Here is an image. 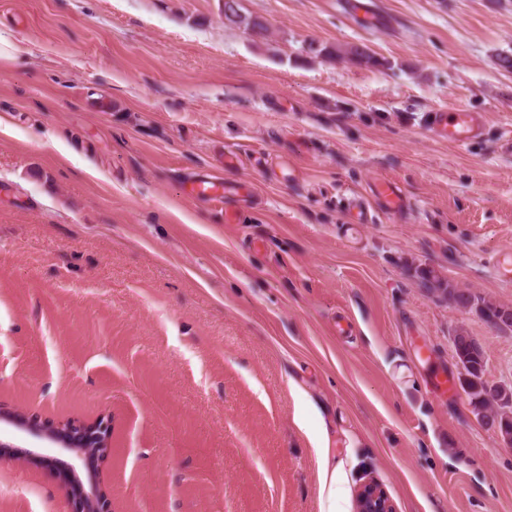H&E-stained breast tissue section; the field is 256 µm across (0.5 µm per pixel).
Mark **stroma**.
<instances>
[{
    "label": "stroma",
    "mask_w": 512,
    "mask_h": 512,
    "mask_svg": "<svg viewBox=\"0 0 512 512\" xmlns=\"http://www.w3.org/2000/svg\"><path fill=\"white\" fill-rule=\"evenodd\" d=\"M364 2L0 0V441L38 456L0 512H71L40 456L90 475L14 413L109 422V512H512V447L426 386L458 329L512 386V330L433 286L512 307V0ZM309 50L316 54H323L328 57H332L333 55L336 58L344 60L347 59L356 63H365V64H374L375 59L372 55L369 54L368 49L363 45H352L345 49H336L335 52L327 50L326 48H318L314 44L309 45ZM430 123L435 131L450 143H463L481 135L482 126L472 112L458 107L452 112H434ZM224 183L202 176L194 180L189 196L203 198L215 204H222L224 201ZM358 512H396L385 492L373 481L363 484L357 493Z\"/></svg>",
    "instance_id": "35a3bbf8"
}]
</instances>
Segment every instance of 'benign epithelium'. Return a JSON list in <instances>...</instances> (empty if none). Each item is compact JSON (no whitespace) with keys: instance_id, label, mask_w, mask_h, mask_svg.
I'll list each match as a JSON object with an SVG mask.
<instances>
[{"instance_id":"benign-epithelium-1","label":"benign epithelium","mask_w":512,"mask_h":512,"mask_svg":"<svg viewBox=\"0 0 512 512\" xmlns=\"http://www.w3.org/2000/svg\"><path fill=\"white\" fill-rule=\"evenodd\" d=\"M15 424L33 433L43 434L62 448L76 452L90 466L104 459L109 452L110 429L103 419L94 423L67 421L58 426H41L39 420L18 414L15 416ZM0 454L18 461L37 460L27 450L2 442ZM62 471L64 484L77 512H107V499L96 483L92 482L90 487H85L76 469L69 463H62ZM357 501V512H396L382 488L372 481L360 487Z\"/></svg>"}]
</instances>
